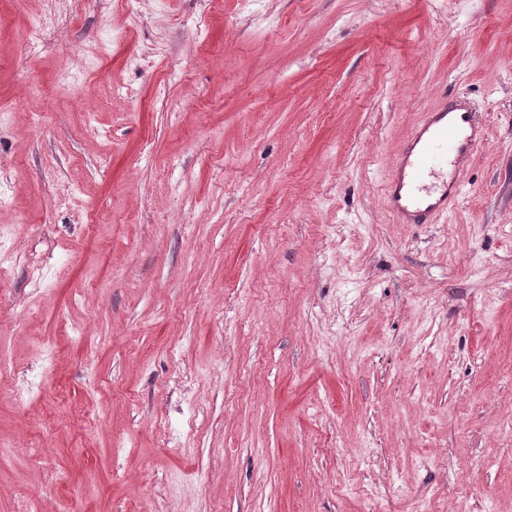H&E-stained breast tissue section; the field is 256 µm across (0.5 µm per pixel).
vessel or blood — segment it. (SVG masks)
Returning a JSON list of instances; mask_svg holds the SVG:
<instances>
[{
    "label": "vessel or blood",
    "instance_id": "vessel-or-blood-1",
    "mask_svg": "<svg viewBox=\"0 0 512 512\" xmlns=\"http://www.w3.org/2000/svg\"><path fill=\"white\" fill-rule=\"evenodd\" d=\"M483 140L484 129L466 106L444 98L424 112L389 164L385 194L395 223L430 224L446 216Z\"/></svg>",
    "mask_w": 512,
    "mask_h": 512
}]
</instances>
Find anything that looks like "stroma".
<instances>
[{
  "mask_svg": "<svg viewBox=\"0 0 512 512\" xmlns=\"http://www.w3.org/2000/svg\"><path fill=\"white\" fill-rule=\"evenodd\" d=\"M0 191V512H512V0H0ZM483 140L475 114L448 95L424 112L389 164L385 194L395 223L433 224L448 215L464 168Z\"/></svg>",
  "mask_w": 512,
  "mask_h": 512,
  "instance_id": "35a3bbf8",
  "label": "stroma"
}]
</instances>
